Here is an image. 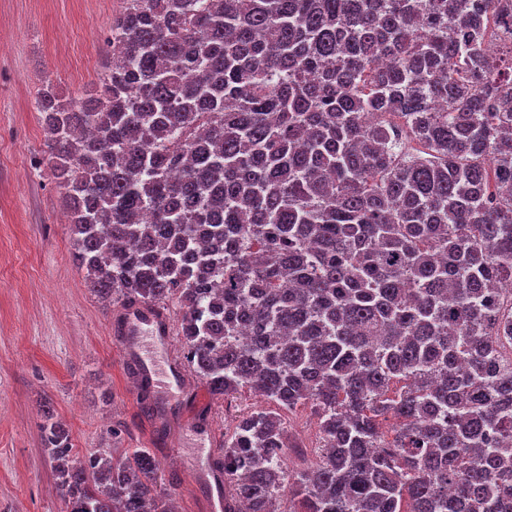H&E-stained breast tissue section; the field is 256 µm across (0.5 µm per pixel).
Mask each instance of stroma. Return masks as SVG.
I'll return each instance as SVG.
<instances>
[{
  "instance_id": "obj_1",
  "label": "stroma",
  "mask_w": 512,
  "mask_h": 512,
  "mask_svg": "<svg viewBox=\"0 0 512 512\" xmlns=\"http://www.w3.org/2000/svg\"><path fill=\"white\" fill-rule=\"evenodd\" d=\"M113 0H0V512H66L41 445L45 412L68 430L73 450L147 448L179 512H214L224 476L212 467L237 414L225 411L193 372L173 398L151 390L160 414L143 412L113 314L74 259L61 189L34 102L45 89L65 100L97 89L112 62ZM292 470L320 444L310 407L282 412Z\"/></svg>"
}]
</instances>
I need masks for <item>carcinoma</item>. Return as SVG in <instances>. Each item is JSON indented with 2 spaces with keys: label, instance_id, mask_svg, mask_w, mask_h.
I'll list each match as a JSON object with an SVG mask.
<instances>
[{
  "label": "carcinoma",
  "instance_id": "cac0c4a2",
  "mask_svg": "<svg viewBox=\"0 0 512 512\" xmlns=\"http://www.w3.org/2000/svg\"><path fill=\"white\" fill-rule=\"evenodd\" d=\"M125 2L98 90L36 102L77 261L177 300L212 394L318 418L289 473L281 416L242 415L224 512H512V0ZM41 441L66 512H176L147 449Z\"/></svg>",
  "mask_w": 512,
  "mask_h": 512
}]
</instances>
